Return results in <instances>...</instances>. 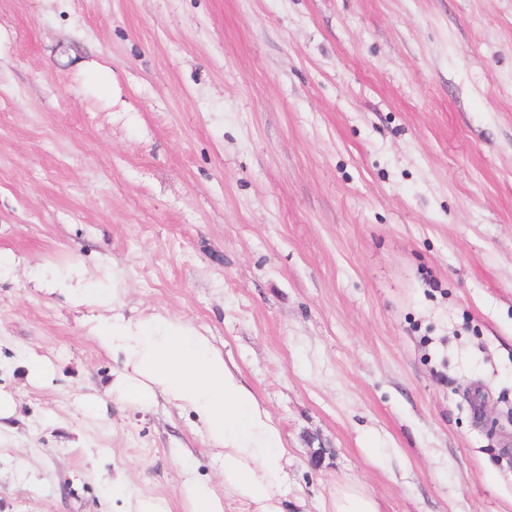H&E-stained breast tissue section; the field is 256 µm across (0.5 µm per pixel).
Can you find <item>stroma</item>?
<instances>
[{
	"instance_id": "1",
	"label": "stroma",
	"mask_w": 512,
	"mask_h": 512,
	"mask_svg": "<svg viewBox=\"0 0 512 512\" xmlns=\"http://www.w3.org/2000/svg\"><path fill=\"white\" fill-rule=\"evenodd\" d=\"M0 257V512L222 484L172 405L75 408L118 365L70 268L232 357L283 512H512V0H0ZM331 507V512H383L379 501L357 483L337 487Z\"/></svg>"
}]
</instances>
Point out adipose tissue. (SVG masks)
I'll return each instance as SVG.
<instances>
[{"label": "adipose tissue", "instance_id": "obj_1", "mask_svg": "<svg viewBox=\"0 0 512 512\" xmlns=\"http://www.w3.org/2000/svg\"><path fill=\"white\" fill-rule=\"evenodd\" d=\"M75 305L94 310L88 321L99 347L120 362L108 396L142 408L164 399L192 417L215 451L223 492L193 479L182 492L194 512H224L225 500L246 501L251 512H281L288 451L270 411L210 337L190 322L161 313L134 318L103 307L119 303L120 286L69 288Z\"/></svg>", "mask_w": 512, "mask_h": 512}]
</instances>
